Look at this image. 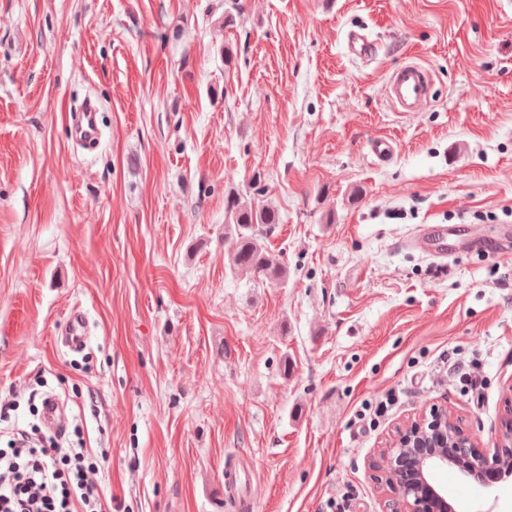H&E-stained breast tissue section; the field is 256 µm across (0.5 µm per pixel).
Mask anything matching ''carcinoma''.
<instances>
[{"label": "carcinoma", "mask_w": 512, "mask_h": 512, "mask_svg": "<svg viewBox=\"0 0 512 512\" xmlns=\"http://www.w3.org/2000/svg\"><path fill=\"white\" fill-rule=\"evenodd\" d=\"M235 246L229 254L230 266L252 271L280 285L287 284L288 272L279 259L263 247L260 228H271L279 223L278 212L269 204L255 198L244 199L230 194L224 216Z\"/></svg>", "instance_id": "obj_1"}]
</instances>
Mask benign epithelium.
<instances>
[{"instance_id":"7a95c632","label":"benign epithelium","mask_w":512,"mask_h":512,"mask_svg":"<svg viewBox=\"0 0 512 512\" xmlns=\"http://www.w3.org/2000/svg\"><path fill=\"white\" fill-rule=\"evenodd\" d=\"M512 446V432L486 455L463 433L445 409L431 410L399 431L395 445L383 452V476L392 492L402 500L403 512H449L447 498L431 483L429 474L450 466L476 478L494 477L512 470L503 451Z\"/></svg>"}]
</instances>
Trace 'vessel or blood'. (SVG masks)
<instances>
[{
	"mask_svg": "<svg viewBox=\"0 0 512 512\" xmlns=\"http://www.w3.org/2000/svg\"><path fill=\"white\" fill-rule=\"evenodd\" d=\"M348 47L353 55L366 58L375 51V42L365 29L350 31L347 35ZM434 77L425 65L409 60L397 66L390 73L386 86V99L399 112H419L430 102ZM455 228L445 224L422 225L411 240L412 248L423 254L435 257H447L452 245L451 236ZM89 339L88 318L81 309L70 311L63 329L61 345L67 351L77 352L86 347ZM43 423L55 433L62 432L66 427V414L59 400L52 395L43 401ZM250 482L247 471L237 468L234 462H227L224 467V489L227 503H235L237 496Z\"/></svg>",
	"mask_w": 512,
	"mask_h": 512,
	"instance_id": "1",
	"label": "vessel or blood"
}]
</instances>
